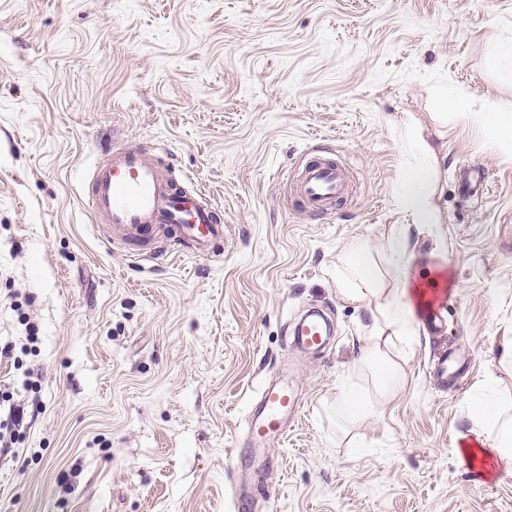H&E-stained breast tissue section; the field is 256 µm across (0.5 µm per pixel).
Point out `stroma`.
<instances>
[{"label": "stroma", "mask_w": 512, "mask_h": 512, "mask_svg": "<svg viewBox=\"0 0 512 512\" xmlns=\"http://www.w3.org/2000/svg\"><path fill=\"white\" fill-rule=\"evenodd\" d=\"M507 38L512 0H0V290L32 296L38 327L22 369L0 364L27 407L0 512H237L240 489L251 512H512V470L459 454L468 400L489 380L512 395V146L441 102L512 113L490 62ZM118 132L168 144L220 206L213 254L108 242L76 175ZM315 146L350 176L323 217L297 191ZM419 166L434 229L397 205ZM356 239L406 240L412 277L444 274L445 325L419 329L382 413L347 420L339 394L370 386L371 315L336 290ZM312 306L335 333L300 355ZM447 351L467 366L445 381ZM282 374L307 406L261 469L243 421Z\"/></svg>", "instance_id": "1"}]
</instances>
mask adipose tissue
I'll return each mask as SVG.
<instances>
[{
  "label": "adipose tissue",
  "instance_id": "adipose-tissue-1",
  "mask_svg": "<svg viewBox=\"0 0 512 512\" xmlns=\"http://www.w3.org/2000/svg\"><path fill=\"white\" fill-rule=\"evenodd\" d=\"M406 188L399 197L401 209L412 223L440 224L441 216L432 203L433 180L422 169L408 170ZM404 252L390 246L386 267L397 269L398 283L389 286L373 251L362 241H354L336 268L337 291L342 298L367 306L372 323L364 338L362 364L370 371L372 387L361 397L340 400L341 413L349 418L377 414L397 392L403 377L402 356L398 345L414 336L420 323L418 312L429 308L426 291L414 283L400 264ZM491 385L468 403L471 434L477 443H489L499 462L512 468V399L491 397Z\"/></svg>",
  "mask_w": 512,
  "mask_h": 512
}]
</instances>
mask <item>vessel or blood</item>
Instances as JSON below:
<instances>
[{
    "mask_svg": "<svg viewBox=\"0 0 512 512\" xmlns=\"http://www.w3.org/2000/svg\"><path fill=\"white\" fill-rule=\"evenodd\" d=\"M170 153L157 148L153 156L113 144L101 146L86 176L80 177L89 212L126 241L164 235L196 256L208 255L224 238V216L204 193L190 191L169 174ZM346 173L335 159L313 150L305 156L298 187L313 214L331 210L346 191ZM298 345L320 348L328 336L318 315L302 319L295 330ZM305 400L288 378L265 384L246 418V433L254 453L287 435L298 422Z\"/></svg>",
    "mask_w": 512,
    "mask_h": 512,
    "instance_id": "obj_1",
    "label": "vessel or blood"
}]
</instances>
